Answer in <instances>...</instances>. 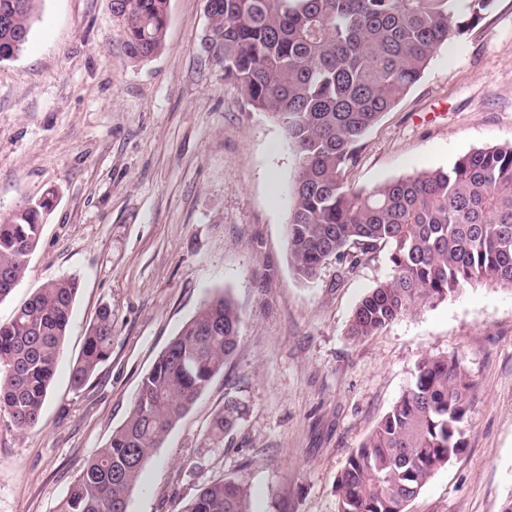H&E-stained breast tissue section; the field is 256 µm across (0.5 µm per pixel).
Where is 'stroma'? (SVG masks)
<instances>
[{
  "instance_id": "1",
  "label": "stroma",
  "mask_w": 512,
  "mask_h": 512,
  "mask_svg": "<svg viewBox=\"0 0 512 512\" xmlns=\"http://www.w3.org/2000/svg\"><path fill=\"white\" fill-rule=\"evenodd\" d=\"M206 0H168L162 50L131 59L111 0H40L23 49L0 61V217L53 196L25 280L0 322L43 284L78 278L39 423L0 413V512H54L126 420L143 376L201 304L229 296L238 346L146 462L128 512H178L232 479L251 512H338L337 479L413 380L457 356L476 383L467 446L407 512H503L512 501V291L474 282L374 336L351 340L357 303L390 273L379 247L303 281L288 254L296 153L208 51ZM512 143V0L434 54L363 137L356 190ZM112 353L80 390L70 367L102 307ZM244 405L223 444L213 415ZM243 413V404L240 400L233 396L227 397L224 407L214 415L209 423L203 438L204 447H209L211 444H222L224 438L234 432Z\"/></svg>"
}]
</instances>
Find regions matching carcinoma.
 Listing matches in <instances>:
<instances>
[{
    "instance_id": "cac0c4a2",
    "label": "carcinoma",
    "mask_w": 512,
    "mask_h": 512,
    "mask_svg": "<svg viewBox=\"0 0 512 512\" xmlns=\"http://www.w3.org/2000/svg\"><path fill=\"white\" fill-rule=\"evenodd\" d=\"M211 49L257 109L284 129L297 156L288 252L305 281L327 260L390 247L391 275L357 304L347 335L365 339L472 282L512 290V144L474 149L452 167L355 191L344 180L359 143L421 78L436 50L460 37L495 0H211ZM37 0H0V52L28 40ZM127 54L162 48L167 0H112ZM44 198L0 218V301L24 279L37 249ZM79 290L74 278L39 288L0 323V412L20 430L39 422ZM240 317L217 295L188 321L141 380L126 421L90 457L55 512H127L128 492L169 432L237 348ZM112 352V311L91 325L71 370L79 389ZM475 384L454 356L424 358L412 384L349 456L338 512H405L465 448ZM243 416L231 396L203 445L222 444ZM178 512H251L250 491L223 479Z\"/></svg>"
}]
</instances>
